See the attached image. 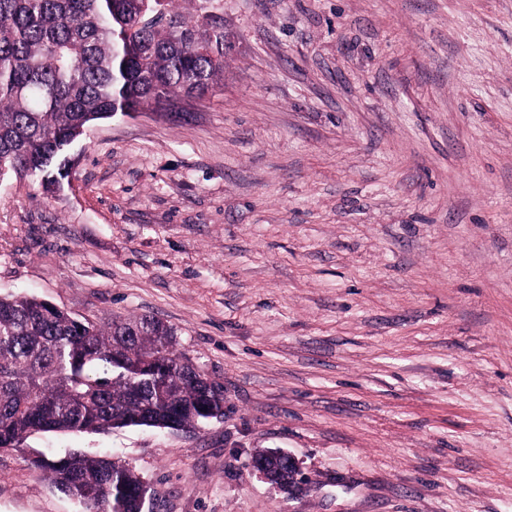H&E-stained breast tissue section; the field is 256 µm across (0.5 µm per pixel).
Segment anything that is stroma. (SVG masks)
Here are the masks:
<instances>
[{"mask_svg":"<svg viewBox=\"0 0 512 512\" xmlns=\"http://www.w3.org/2000/svg\"><path fill=\"white\" fill-rule=\"evenodd\" d=\"M175 4L223 80L92 124L57 193L0 179V296L162 320L224 414L29 437L0 512H84L31 464L75 450L143 512H512V0ZM282 455L287 457L288 465L286 464V460L276 455L274 451H259L253 457V461H264L265 464L271 468V472L281 480L288 479V466L292 467L295 470L293 475L294 480L288 479V482L285 481H275L271 474L269 473L266 465L264 463L251 466L254 471L260 474L268 483L272 484L280 491L292 493L299 489H304L308 485L305 481L306 479L302 477V469L297 460L292 454L287 452H282ZM303 480V481H302Z\"/></svg>","mask_w":512,"mask_h":512,"instance_id":"35a3bbf8","label":"stroma"}]
</instances>
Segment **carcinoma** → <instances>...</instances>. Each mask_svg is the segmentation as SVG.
Instances as JSON below:
<instances>
[{
  "instance_id": "cac0c4a2",
  "label": "carcinoma",
  "mask_w": 512,
  "mask_h": 512,
  "mask_svg": "<svg viewBox=\"0 0 512 512\" xmlns=\"http://www.w3.org/2000/svg\"><path fill=\"white\" fill-rule=\"evenodd\" d=\"M171 2L0 0L1 179L39 175L48 189L94 122L202 95L223 77L224 29ZM217 393L158 319L101 327L33 296L0 297V449L41 433L197 427L210 408L223 414ZM252 460L288 478L275 452ZM32 464L86 512H139L142 480L122 463L77 451Z\"/></svg>"
}]
</instances>
